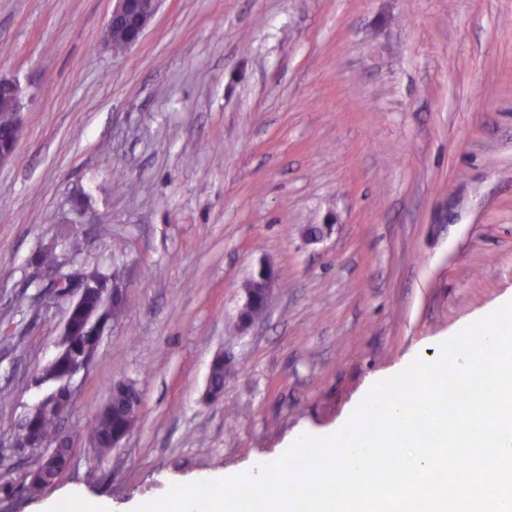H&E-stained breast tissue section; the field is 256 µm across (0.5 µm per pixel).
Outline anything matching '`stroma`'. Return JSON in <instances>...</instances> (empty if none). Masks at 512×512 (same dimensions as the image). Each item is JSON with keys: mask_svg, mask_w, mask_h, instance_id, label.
<instances>
[{"mask_svg": "<svg viewBox=\"0 0 512 512\" xmlns=\"http://www.w3.org/2000/svg\"><path fill=\"white\" fill-rule=\"evenodd\" d=\"M111 11L0 0V78L25 93L0 162V512L71 485L129 512L274 461L512 294V0H162L119 58ZM310 224L331 231L308 243ZM51 243L61 273L120 266L129 287L72 383L70 466L34 499L12 442L66 317L33 264ZM264 264L271 301L240 330ZM220 354L234 374L208 401ZM119 380L140 419L99 460L80 433Z\"/></svg>", "mask_w": 512, "mask_h": 512, "instance_id": "1", "label": "stroma"}]
</instances>
